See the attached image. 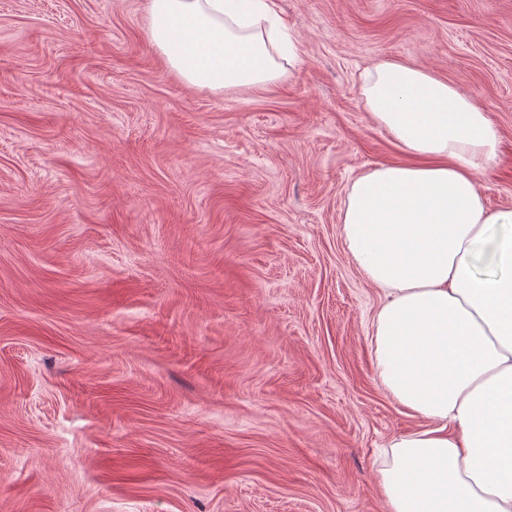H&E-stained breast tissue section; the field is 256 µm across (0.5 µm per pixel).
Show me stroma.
Masks as SVG:
<instances>
[{
	"label": "stroma",
	"mask_w": 512,
	"mask_h": 512,
	"mask_svg": "<svg viewBox=\"0 0 512 512\" xmlns=\"http://www.w3.org/2000/svg\"><path fill=\"white\" fill-rule=\"evenodd\" d=\"M146 0H0V512H385L352 181L408 164L361 75L469 91L512 209V0H274L285 79L187 86Z\"/></svg>",
	"instance_id": "stroma-1"
}]
</instances>
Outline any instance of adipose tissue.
I'll return each instance as SVG.
<instances>
[{"label":"adipose tissue","mask_w":512,"mask_h":512,"mask_svg":"<svg viewBox=\"0 0 512 512\" xmlns=\"http://www.w3.org/2000/svg\"><path fill=\"white\" fill-rule=\"evenodd\" d=\"M152 43L197 89L264 86L300 46L273 0H146ZM413 163L356 177L344 244L381 295L374 367L419 429L378 463L388 512H512V209L475 179L498 135L471 94L431 72L373 64L361 89Z\"/></svg>","instance_id":"1"}]
</instances>
